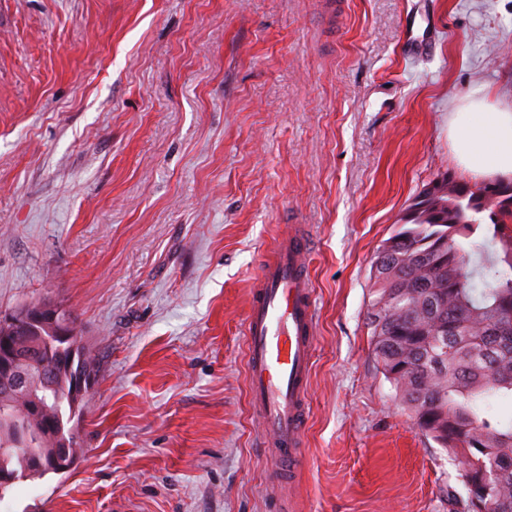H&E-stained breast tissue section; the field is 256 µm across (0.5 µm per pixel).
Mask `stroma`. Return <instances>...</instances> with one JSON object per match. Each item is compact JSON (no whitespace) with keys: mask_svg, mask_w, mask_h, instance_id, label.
I'll return each instance as SVG.
<instances>
[{"mask_svg":"<svg viewBox=\"0 0 512 512\" xmlns=\"http://www.w3.org/2000/svg\"><path fill=\"white\" fill-rule=\"evenodd\" d=\"M512 102V0H0V312L78 315L95 357L64 475L0 512H464L457 458L376 369L382 243L479 188L457 103ZM302 224L317 304L306 460L274 484L244 324Z\"/></svg>","mask_w":512,"mask_h":512,"instance_id":"obj_1","label":"stroma"}]
</instances>
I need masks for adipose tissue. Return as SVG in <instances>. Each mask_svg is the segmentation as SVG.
<instances>
[{
  "mask_svg": "<svg viewBox=\"0 0 512 512\" xmlns=\"http://www.w3.org/2000/svg\"><path fill=\"white\" fill-rule=\"evenodd\" d=\"M448 137L462 169L472 175L512 179V107L473 98L448 119Z\"/></svg>",
  "mask_w": 512,
  "mask_h": 512,
  "instance_id": "1",
  "label": "adipose tissue"
}]
</instances>
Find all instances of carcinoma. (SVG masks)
Here are the masks:
<instances>
[{
  "instance_id": "1",
  "label": "carcinoma",
  "mask_w": 512,
  "mask_h": 512,
  "mask_svg": "<svg viewBox=\"0 0 512 512\" xmlns=\"http://www.w3.org/2000/svg\"><path fill=\"white\" fill-rule=\"evenodd\" d=\"M441 184L448 193L435 195L436 182L424 189L378 251L367 311L372 353L415 424L462 457L465 490L482 487L486 509L512 512V417L496 409L512 401V375L503 373L512 369V182H497L495 196L486 185ZM67 312L70 343L16 332V344L47 361L46 377L20 396L0 380V406L18 420L36 402L45 412L28 421L16 451L0 456V473L48 475L38 462L57 439L37 431L45 422L68 432L81 411L73 379L93 374V358Z\"/></svg>"
}]
</instances>
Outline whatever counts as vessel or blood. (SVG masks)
<instances>
[{
	"label": "vessel or blood",
	"mask_w": 512,
	"mask_h": 512,
	"mask_svg": "<svg viewBox=\"0 0 512 512\" xmlns=\"http://www.w3.org/2000/svg\"><path fill=\"white\" fill-rule=\"evenodd\" d=\"M315 335L310 237L295 224L260 266L245 321L250 404L265 433L261 446L280 483L302 469Z\"/></svg>",
	"instance_id": "b4317fda"
}]
</instances>
